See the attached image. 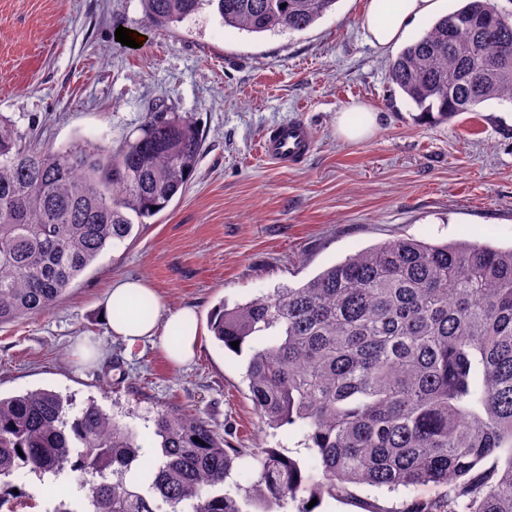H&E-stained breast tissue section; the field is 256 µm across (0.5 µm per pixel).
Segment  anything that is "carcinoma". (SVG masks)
Returning a JSON list of instances; mask_svg holds the SVG:
<instances>
[{
    "mask_svg": "<svg viewBox=\"0 0 512 512\" xmlns=\"http://www.w3.org/2000/svg\"><path fill=\"white\" fill-rule=\"evenodd\" d=\"M337 0H141L145 19L176 27L213 6L248 33L304 31ZM467 0L389 65L391 82L436 122L491 100L512 101V14ZM203 137L159 103L119 146L26 141L0 114V325L52 309L108 248L125 244L182 195ZM147 300L118 301L123 318ZM233 350L269 340L246 367L256 413L301 431L318 461L276 448L253 454L256 480L224 482L242 449L201 415L165 409L153 446L92 400L47 389L0 397V507L40 497L43 512H276L288 501L346 498L360 486L438 489L402 512H512V248L466 240L383 242L308 281L285 285L210 320ZM70 473L83 495L28 491L16 476Z\"/></svg>",
    "mask_w": 512,
    "mask_h": 512,
    "instance_id": "cac0c4a2",
    "label": "carcinoma"
}]
</instances>
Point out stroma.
I'll use <instances>...</instances> for the list:
<instances>
[{"instance_id":"35a3bbf8","label":"stroma","mask_w":512,"mask_h":512,"mask_svg":"<svg viewBox=\"0 0 512 512\" xmlns=\"http://www.w3.org/2000/svg\"><path fill=\"white\" fill-rule=\"evenodd\" d=\"M362 5L338 0L302 32L251 34L210 7L165 29L145 21L140 0H0V113L21 131L57 147L116 145L160 99L204 140L183 197L106 250L51 311L0 327V395L43 388L95 401L147 447L158 411L202 413L247 449L225 482L244 488L256 478L251 452L311 454L300 431L270 428L255 412L249 355L214 341L215 307L304 283L389 240L512 246V103L417 120L389 80V54L363 38ZM120 27L142 34L140 46L116 42ZM354 101L375 121L368 139L351 142L336 116ZM297 120L315 130L313 154L292 169L271 164L263 133ZM119 278L148 283L165 311L196 310L190 364H172L159 340L131 351L109 333L102 302ZM83 346L99 358L82 359ZM432 494L361 486L319 512H398Z\"/></svg>"}]
</instances>
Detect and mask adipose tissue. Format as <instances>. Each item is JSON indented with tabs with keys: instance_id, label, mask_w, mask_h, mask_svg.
<instances>
[{
	"instance_id": "adipose-tissue-1",
	"label": "adipose tissue",
	"mask_w": 512,
	"mask_h": 512,
	"mask_svg": "<svg viewBox=\"0 0 512 512\" xmlns=\"http://www.w3.org/2000/svg\"><path fill=\"white\" fill-rule=\"evenodd\" d=\"M392 10H385L386 0H364L362 30L371 46L385 52L400 43L409 28L418 20L437 13L440 0H393ZM105 321L113 335L121 337L128 347L134 348L144 340L157 337L167 348L168 359L174 364L185 363L195 357L200 345L196 312L181 308L169 314L153 309L149 316L115 317L106 311ZM185 326L178 350L170 348V334L176 326Z\"/></svg>"
}]
</instances>
